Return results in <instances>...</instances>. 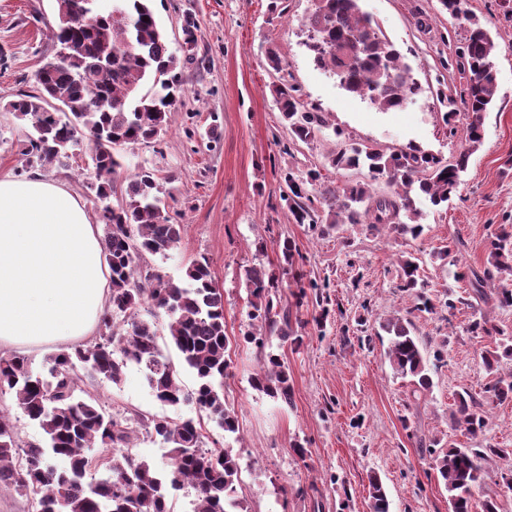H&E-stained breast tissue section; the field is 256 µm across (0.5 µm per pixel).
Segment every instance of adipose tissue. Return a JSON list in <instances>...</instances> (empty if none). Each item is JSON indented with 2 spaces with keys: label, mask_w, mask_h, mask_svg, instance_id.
<instances>
[{
  "label": "adipose tissue",
  "mask_w": 512,
  "mask_h": 512,
  "mask_svg": "<svg viewBox=\"0 0 512 512\" xmlns=\"http://www.w3.org/2000/svg\"><path fill=\"white\" fill-rule=\"evenodd\" d=\"M108 274L97 227L67 184L0 175V355L89 341Z\"/></svg>",
  "instance_id": "ef3b65f1"
}]
</instances>
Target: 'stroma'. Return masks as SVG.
Listing matches in <instances>:
<instances>
[{
  "mask_svg": "<svg viewBox=\"0 0 512 512\" xmlns=\"http://www.w3.org/2000/svg\"><path fill=\"white\" fill-rule=\"evenodd\" d=\"M268 0H152L171 51H179L185 16L197 23V53L203 65L181 64L184 93L157 140L120 152L124 171H155L170 214L184 224L168 258L144 254L141 264L180 278L194 259L207 257L224 290V326L229 338V374L224 403L235 412L238 431L226 435L191 404L158 401L142 372L128 366L119 382H87L106 409L130 419L166 416L194 419L221 447L242 454L237 495L250 512H371L369 476H378L390 512H449L448 493L437 479L435 451L494 445L512 449V401L487 414L484 435L470 439L457 429L455 394H481L489 381L481 359L495 341L470 331L487 317L512 336V307L483 303L469 279L455 278L456 266L482 269L483 243L502 224L512 225V12L502 0H469L472 18L490 31L500 50L494 63L497 94L483 121V140L462 172L448 203L421 202V238L412 240L366 224H329L325 189L364 181L366 169L337 170L325 159L342 142L374 144L385 151L416 147L450 162L468 148V116L457 109L444 122L449 101H460L466 84L456 64L467 21L442 11L439 0H359L421 92L405 109L382 112L347 93L320 68L305 46L311 0H286L284 15L269 14ZM56 24V0H0V103L33 90L35 74L52 54L49 34ZM276 49L282 71H270L267 49ZM297 87L305 107L320 113L326 127L313 141L295 140L281 119L271 88ZM89 147L80 144L69 167L43 168L83 202L90 218L98 204L84 175ZM320 170L310 189L317 227L296 223L284 200V175ZM291 240L299 257L292 270L319 288L296 301L292 288L276 293L291 307V324L301 345L272 336L260 350L245 340L249 329L246 268L279 269V242ZM452 247L453 263L439 251ZM422 258L433 312H417L413 298L398 288L399 262ZM450 298L453 310L438 305ZM410 315L430 362V391L414 396L409 379L394 373L386 345L374 334L385 319ZM372 343H364V336ZM285 362L293 401L271 399L250 384L266 353ZM305 456H297L293 443Z\"/></svg>",
  "mask_w": 512,
  "mask_h": 512,
  "instance_id": "35a3bbf8",
  "label": "stroma"
}]
</instances>
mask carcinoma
<instances>
[{
	"mask_svg": "<svg viewBox=\"0 0 512 512\" xmlns=\"http://www.w3.org/2000/svg\"><path fill=\"white\" fill-rule=\"evenodd\" d=\"M71 0H56L57 25L51 31L54 55L39 69L37 87L21 92L3 108L22 124L31 126L21 143L28 168L66 167L84 135H89L90 175L105 226L103 246L109 266L110 301L98 326L95 342L72 353H57L47 373L35 371L25 357L0 358V395L10 393L30 420L45 435V444L22 446L6 415H0V490L14 489L30 498L32 512H172L168 489H187L192 512H248L237 497L241 455L232 448L208 447L209 436L191 420L168 417L139 419L147 435L168 448L172 461L167 472L125 452L134 430L130 419L106 411L99 397L81 386L84 379L117 383L123 369L134 364L145 374L155 397L171 406L194 403L217 428L237 431L234 413L224 404V376L230 367L229 339L224 327V290L212 277L208 260L190 263L176 281L158 271H140L143 253L163 257L180 243L185 225L162 206V187L152 170L124 174L117 154L120 147L149 142L168 124L178 98L177 68L194 59L197 25L188 18L182 27L184 58L169 50L151 0H85L87 19L71 21ZM306 20L313 34L306 47L315 62L348 93L380 111L405 108L421 87L401 65L398 52L381 34L374 20L363 13L359 0H312ZM453 19L468 17L467 0H439ZM149 21H144V18ZM112 43V65L102 59L101 43ZM347 47L338 53L336 47ZM497 44L476 20H469L460 56L467 74L463 104L471 115L469 148L447 165L415 148L387 153L376 145L350 143L329 157L335 169L365 167L371 180L384 178L403 189L392 196H377L372 184L347 183L325 191L328 224H380L398 236L418 238L423 225L413 190L433 206L450 199L470 149L482 140V118L497 90L493 62ZM152 82L146 92L142 86ZM276 104L292 136L307 143L325 127L322 117L305 108L297 89L286 83L275 87ZM321 178L310 169L300 178L285 175L286 200L298 224L317 227L308 187ZM121 201L112 204V197ZM405 213L409 221L400 220ZM487 263L471 271L481 285L495 274L512 272V233L500 228L484 244ZM398 288L416 293L413 310L435 309L417 289L418 260L400 265ZM249 289L250 321L259 329L290 328L291 312L274 301L278 278L261 266L245 269ZM148 307L152 319L140 317ZM167 319L169 341L182 366L191 371L195 387L182 386L178 373L159 348L155 319ZM388 335L386 357L393 371L423 390L431 385L427 359L414 324L407 317H392L380 324ZM512 355V345L496 343L482 352L491 379L483 394L456 393V424L472 438L486 428L485 407L512 400V379L498 375L500 354ZM83 371H78L76 363ZM252 386L274 400L292 402L288 367L278 355L251 378ZM506 448H459L453 444L434 457V469L448 491L450 512H472V493L483 478L481 462L504 459ZM62 458L59 468L53 459ZM372 512H389L381 480L369 479Z\"/></svg>",
	"mask_w": 512,
	"mask_h": 512,
	"instance_id": "obj_1",
	"label": "carcinoma"
}]
</instances>
